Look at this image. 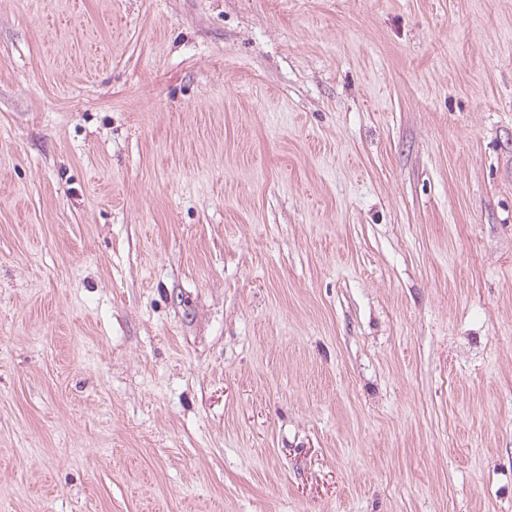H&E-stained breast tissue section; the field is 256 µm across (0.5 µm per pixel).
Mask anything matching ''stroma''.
Masks as SVG:
<instances>
[{"instance_id": "1", "label": "stroma", "mask_w": 512, "mask_h": 512, "mask_svg": "<svg viewBox=\"0 0 512 512\" xmlns=\"http://www.w3.org/2000/svg\"><path fill=\"white\" fill-rule=\"evenodd\" d=\"M0 512H512V0H0Z\"/></svg>"}]
</instances>
